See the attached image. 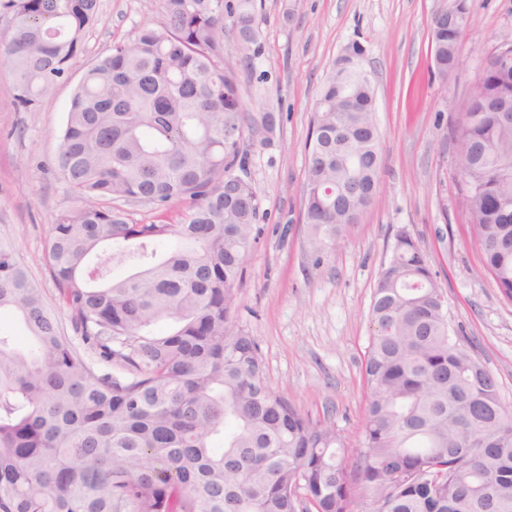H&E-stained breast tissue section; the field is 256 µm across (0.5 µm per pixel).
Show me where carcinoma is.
<instances>
[{"mask_svg": "<svg viewBox=\"0 0 512 512\" xmlns=\"http://www.w3.org/2000/svg\"><path fill=\"white\" fill-rule=\"evenodd\" d=\"M100 14V0H0V63L20 107L67 78ZM468 17L466 0L434 17L438 72L457 63ZM228 24L253 65L256 0H162L159 25L87 70L58 154L78 205L51 228L55 302L0 237V312L28 339L0 333V512H512V407L450 335L437 275L407 232L374 291L355 441L272 390L256 339L234 330L260 231L250 152L277 116L246 111L224 67ZM504 96L512 68H488L448 107L482 271L512 300V120L491 109ZM375 112L356 72L321 87L304 189L317 263L374 202ZM114 199L187 207L176 223L131 224ZM131 256L133 273L103 271ZM163 320L173 328L154 333Z\"/></svg>", "mask_w": 512, "mask_h": 512, "instance_id": "obj_1", "label": "carcinoma"}]
</instances>
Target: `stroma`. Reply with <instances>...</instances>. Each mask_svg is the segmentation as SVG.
<instances>
[{
	"label": "stroma",
	"mask_w": 512,
	"mask_h": 512,
	"mask_svg": "<svg viewBox=\"0 0 512 512\" xmlns=\"http://www.w3.org/2000/svg\"><path fill=\"white\" fill-rule=\"evenodd\" d=\"M451 3L261 0V54L241 83L248 111L268 108L282 121L250 159L262 232L238 288L235 326L259 343L272 389L351 438L363 423L374 289L401 230L426 252L450 328L467 337L512 406V301L481 270L462 206L457 117L448 110L450 98L467 96L499 35L512 31V0H468L460 60L444 79L433 68L430 29ZM161 12V0H101V20L68 79L32 112L17 107L12 72L0 64V235L16 239L47 297L56 294L45 263L51 225L76 204L56 162L70 100L98 57L159 23ZM357 46L376 102L380 181L373 205L317 263L305 234L306 143L321 86Z\"/></svg>",
	"instance_id": "1"
}]
</instances>
